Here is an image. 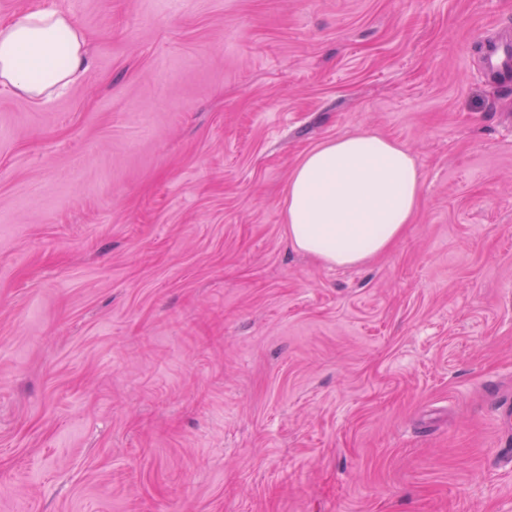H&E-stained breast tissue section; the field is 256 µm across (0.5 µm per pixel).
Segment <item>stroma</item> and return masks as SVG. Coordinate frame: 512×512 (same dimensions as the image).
Wrapping results in <instances>:
<instances>
[{
  "mask_svg": "<svg viewBox=\"0 0 512 512\" xmlns=\"http://www.w3.org/2000/svg\"><path fill=\"white\" fill-rule=\"evenodd\" d=\"M91 57L0 92V512H512V0H44ZM422 173L383 256L292 249L291 171ZM482 76L503 84L512 82V41L492 37L482 46Z\"/></svg>",
  "mask_w": 512,
  "mask_h": 512,
  "instance_id": "35a3bbf8",
  "label": "stroma"
}]
</instances>
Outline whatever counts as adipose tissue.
Returning a JSON list of instances; mask_svg holds the SVG:
<instances>
[{
    "label": "adipose tissue",
    "instance_id": "ef3b65f1",
    "mask_svg": "<svg viewBox=\"0 0 512 512\" xmlns=\"http://www.w3.org/2000/svg\"><path fill=\"white\" fill-rule=\"evenodd\" d=\"M90 66L83 35L58 8L0 21V90L41 100ZM421 172L399 142L353 133L308 151L288 181L284 220L301 253L338 267L385 253L415 218Z\"/></svg>",
    "mask_w": 512,
    "mask_h": 512
}]
</instances>
